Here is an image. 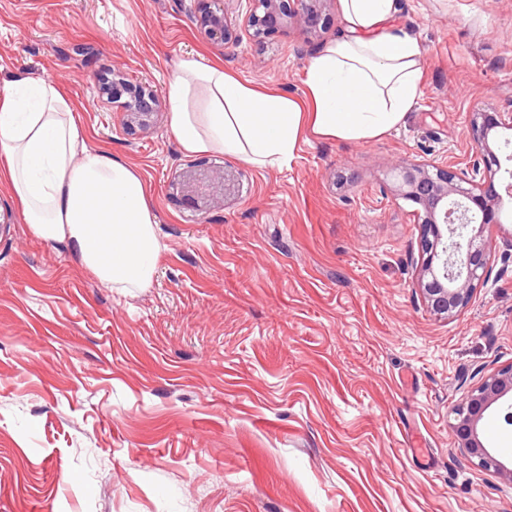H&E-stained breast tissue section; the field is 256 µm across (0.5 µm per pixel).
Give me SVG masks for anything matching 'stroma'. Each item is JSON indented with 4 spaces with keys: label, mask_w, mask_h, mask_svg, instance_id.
Returning <instances> with one entry per match:
<instances>
[{
    "label": "stroma",
    "mask_w": 512,
    "mask_h": 512,
    "mask_svg": "<svg viewBox=\"0 0 512 512\" xmlns=\"http://www.w3.org/2000/svg\"><path fill=\"white\" fill-rule=\"evenodd\" d=\"M195 0H0V79L63 86L89 147L132 165L158 221L150 287L110 288L36 239L0 185V512H512L455 447L462 396L512 364V223L468 307L414 283L397 159L471 169L475 112L512 110V0H400L425 83L370 143L306 134L280 168L188 155L169 114L128 133L97 73L166 94L185 55L304 97L317 40L207 43ZM234 185L186 208L182 172Z\"/></svg>",
    "instance_id": "1"
}]
</instances>
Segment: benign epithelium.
Wrapping results in <instances>:
<instances>
[{
    "mask_svg": "<svg viewBox=\"0 0 512 512\" xmlns=\"http://www.w3.org/2000/svg\"><path fill=\"white\" fill-rule=\"evenodd\" d=\"M196 24L204 37L226 50L236 49L242 35L257 44L298 27L310 35L326 32L335 23L336 0H251L253 7L241 20L232 17L235 0H196ZM112 103L127 112L126 124L166 110V100L149 85H134L121 72L112 71V83L102 87ZM512 131V111L476 112L469 140L474 163L467 171L432 162L400 158L398 194L417 206L420 268L416 280L430 311L448 319L458 316L484 281L490 266L492 242L486 230L504 223L495 178L505 174L512 194V170L503 167L494 150V134ZM226 173L206 171L193 179L185 194L187 205L197 208L206 197L222 196ZM512 426V365L495 369L462 398L452 424L455 445L482 469L497 473L512 484V465L490 448L483 427L492 415Z\"/></svg>",
    "mask_w": 512,
    "mask_h": 512,
    "instance_id": "7a95c632",
    "label": "benign epithelium"
}]
</instances>
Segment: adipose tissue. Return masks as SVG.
Here are the masks:
<instances>
[{"label":"adipose tissue","instance_id":"ef3b65f1","mask_svg":"<svg viewBox=\"0 0 512 512\" xmlns=\"http://www.w3.org/2000/svg\"><path fill=\"white\" fill-rule=\"evenodd\" d=\"M338 4L343 31L308 64L304 101L195 57L179 59L168 101L180 149L274 169L308 131L369 143L397 129L421 97V46L397 23L398 0ZM0 182L31 232L65 245L102 284L151 286L161 247L144 182L127 163L87 145L54 80L25 76L0 85Z\"/></svg>","mask_w":512,"mask_h":512}]
</instances>
